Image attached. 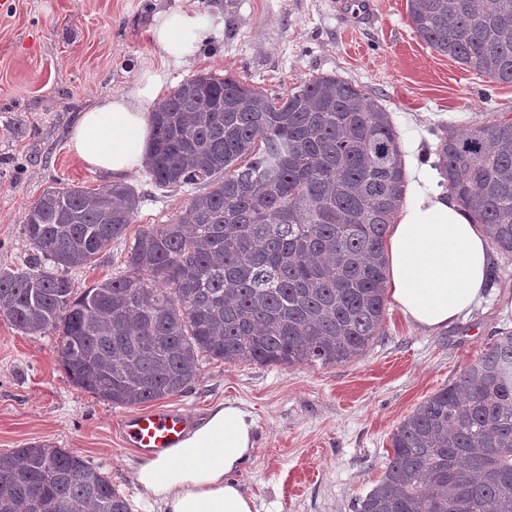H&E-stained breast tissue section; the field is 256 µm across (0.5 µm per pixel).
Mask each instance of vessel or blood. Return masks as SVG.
Here are the masks:
<instances>
[{
	"label": "vessel or blood",
	"instance_id": "obj_1",
	"mask_svg": "<svg viewBox=\"0 0 512 512\" xmlns=\"http://www.w3.org/2000/svg\"><path fill=\"white\" fill-rule=\"evenodd\" d=\"M188 427L187 415L170 407L126 414L120 420L124 443L153 455L177 447Z\"/></svg>",
	"mask_w": 512,
	"mask_h": 512
}]
</instances>
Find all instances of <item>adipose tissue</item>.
Segmentation results:
<instances>
[{"label": "adipose tissue", "instance_id": "adipose-tissue-1", "mask_svg": "<svg viewBox=\"0 0 512 512\" xmlns=\"http://www.w3.org/2000/svg\"><path fill=\"white\" fill-rule=\"evenodd\" d=\"M221 26L191 6L158 13L150 29L154 53L181 65ZM162 87L156 73L147 76L145 89L98 99L71 130L74 155L88 170L116 179L139 170L153 133L145 94ZM387 265L392 297L406 320L438 331L482 302L492 255L481 225L417 168L389 237ZM255 428L249 410L220 402L178 447L140 459L135 479L157 512H257L238 479L253 455Z\"/></svg>", "mask_w": 512, "mask_h": 512}]
</instances>
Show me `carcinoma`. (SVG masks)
Masks as SVG:
<instances>
[{
  "mask_svg": "<svg viewBox=\"0 0 512 512\" xmlns=\"http://www.w3.org/2000/svg\"><path fill=\"white\" fill-rule=\"evenodd\" d=\"M433 50L512 84V0H408ZM146 172L190 187L185 210L138 231L129 270L77 293L134 221L125 183L51 187L29 209L34 258L0 272V315L57 333L78 387L133 407L185 391L202 357L341 365L382 335L384 244L405 174L390 112L339 75L284 95L200 73L152 109ZM435 167L493 247L512 254V119L439 137ZM357 512H512V331L399 423ZM131 512L109 477L66 448L0 456V512Z\"/></svg>",
  "mask_w": 512,
  "mask_h": 512,
  "instance_id": "obj_1",
  "label": "carcinoma"
}]
</instances>
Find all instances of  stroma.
I'll list each match as a JSON object with an SVG mask.
<instances>
[{"label": "stroma", "instance_id": "35a3bbf8", "mask_svg": "<svg viewBox=\"0 0 512 512\" xmlns=\"http://www.w3.org/2000/svg\"><path fill=\"white\" fill-rule=\"evenodd\" d=\"M372 15L347 0H198L224 27L188 63L154 55L149 29L183 0H8L0 8V271L24 269L33 249L24 217L47 188L109 183L69 147L80 112L98 98L166 74V90L199 72L233 74L286 93L326 74L376 96L418 166L435 161L441 125L457 132L512 118V84L438 54L421 40L407 0H373ZM140 204L124 237L93 266L71 271L76 289L121 275L136 232L183 211L194 191L161 190L129 175ZM499 277L484 303L447 329L425 332L385 302L384 334L350 362L261 366L202 360L182 394L163 399L191 421L223 400L257 420L256 452L238 476L258 512H355L384 470L396 426L455 382L502 330H512V255L493 252ZM54 334L29 335L0 315V454L33 443L67 448L108 475L133 512H149L132 465L138 450L117 430L124 407L72 383Z\"/></svg>", "mask_w": 512, "mask_h": 512}]
</instances>
